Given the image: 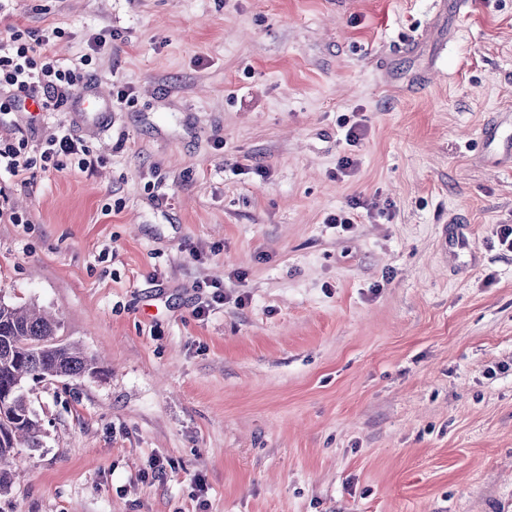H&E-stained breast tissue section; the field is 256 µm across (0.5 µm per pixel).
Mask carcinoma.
I'll return each instance as SVG.
<instances>
[{
    "mask_svg": "<svg viewBox=\"0 0 512 512\" xmlns=\"http://www.w3.org/2000/svg\"><path fill=\"white\" fill-rule=\"evenodd\" d=\"M59 327L49 313L0 297V493L10 488L4 464L14 449L41 447V424L26 381L101 373L96 359H87L76 346L56 343Z\"/></svg>",
    "mask_w": 512,
    "mask_h": 512,
    "instance_id": "obj_1",
    "label": "carcinoma"
}]
</instances>
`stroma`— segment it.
<instances>
[{
	"label": "stroma",
	"mask_w": 512,
	"mask_h": 512,
	"mask_svg": "<svg viewBox=\"0 0 512 512\" xmlns=\"http://www.w3.org/2000/svg\"><path fill=\"white\" fill-rule=\"evenodd\" d=\"M9 26L62 28L131 100L4 117L95 162L0 174L27 218L0 296L103 372L28 382L43 446L0 512H512V166L482 139L512 0H12Z\"/></svg>",
	"instance_id": "35a3bbf8"
}]
</instances>
